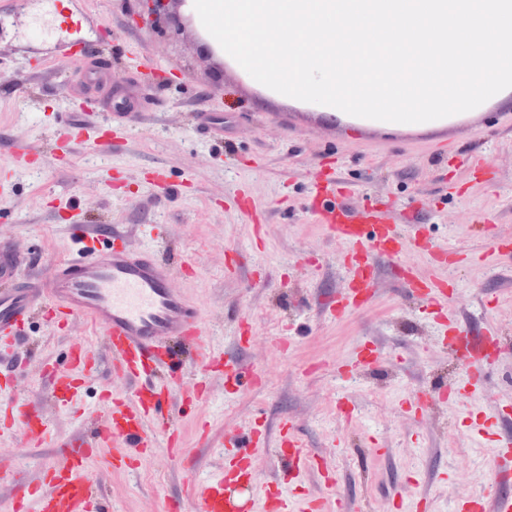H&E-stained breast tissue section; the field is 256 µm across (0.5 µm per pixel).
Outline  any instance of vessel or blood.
I'll list each match as a JSON object with an SVG mask.
<instances>
[{
    "mask_svg": "<svg viewBox=\"0 0 512 512\" xmlns=\"http://www.w3.org/2000/svg\"><path fill=\"white\" fill-rule=\"evenodd\" d=\"M348 196L342 178L328 173L318 177L310 206L314 222L325 225L345 246L349 260L347 289L336 300V316L371 302L378 286L375 260L380 256L391 259L394 276L410 292L446 310L451 288L445 276L447 265L453 258L470 260V253L435 246L423 238L421 225L390 223L384 210L353 208ZM79 232L80 249L59 259L45 281L12 288L5 282L13 279L24 260L10 242L0 241V338L23 336L38 312L53 315L63 324L76 317L88 318L103 333L113 376L127 382L132 393L124 397L105 393L104 423L66 445L46 473L50 493L44 496L30 491L13 500L9 512H106L85 474L88 462L101 448L111 447L112 464L117 468L123 466L134 446L147 449L160 442L169 454L179 453V435L163 411V389L154 382L156 373L173 354V343L193 347L206 368H223L225 379L238 383L253 374L245 362L224 368L223 354L213 351L205 340L201 306L177 286L168 262L152 249L133 247L120 227L106 234L96 225L83 224ZM417 255L426 259L427 273L419 272L413 261ZM449 327V351H473L471 360L463 365L461 380L440 389L437 395L439 402L457 405L475 395L484 363L497 359L503 345L497 328H489L474 342L459 323L450 322ZM67 362V369L52 372L53 389L65 400L80 391L92 358L83 343L75 342L69 347ZM381 364L378 348L367 344L338 369L349 374L374 370ZM11 421L22 427L30 443L43 441L46 427L40 406L21 405ZM149 424L161 433V440L146 433ZM277 447L290 470L297 472L309 465V455L288 421L279 424ZM251 459L250 452L240 453L225 474L191 487L186 499L166 501L163 512H246L239 490L257 483L258 472ZM462 508L464 512H512V495L502 494L489 501L478 498L463 503Z\"/></svg>",
    "mask_w": 512,
    "mask_h": 512,
    "instance_id": "1",
    "label": "vessel or blood"
}]
</instances>
